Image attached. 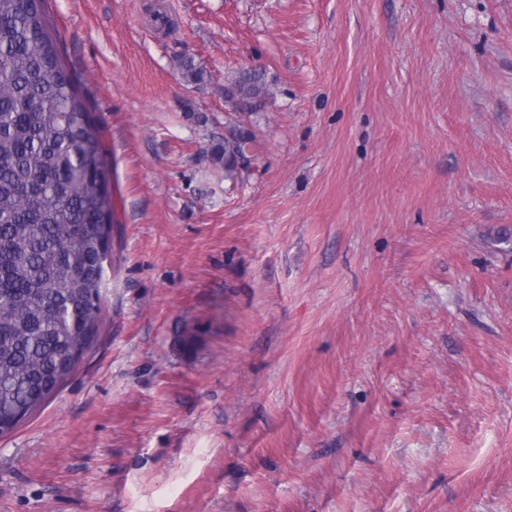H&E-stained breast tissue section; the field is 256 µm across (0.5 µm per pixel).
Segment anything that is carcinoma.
I'll use <instances>...</instances> for the list:
<instances>
[{
  "label": "carcinoma",
  "mask_w": 512,
  "mask_h": 512,
  "mask_svg": "<svg viewBox=\"0 0 512 512\" xmlns=\"http://www.w3.org/2000/svg\"><path fill=\"white\" fill-rule=\"evenodd\" d=\"M0 0V416L23 421L76 371L99 332L114 223L111 165L42 7ZM185 82L203 80L193 60ZM267 94L241 76L224 97ZM243 135L215 148L236 178Z\"/></svg>",
  "instance_id": "1"
}]
</instances>
